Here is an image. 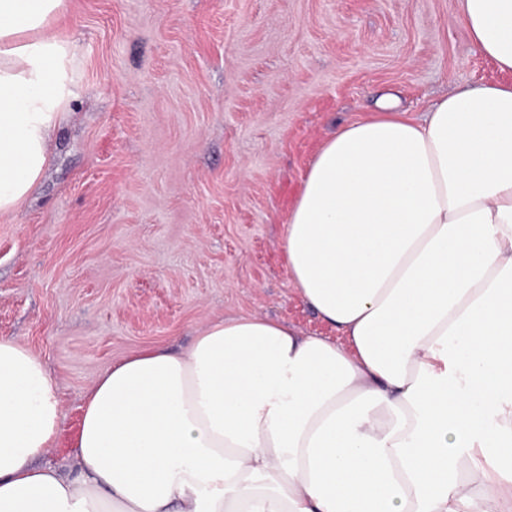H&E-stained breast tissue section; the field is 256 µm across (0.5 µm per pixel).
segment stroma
<instances>
[{
    "label": "stroma",
    "instance_id": "obj_1",
    "mask_svg": "<svg viewBox=\"0 0 512 512\" xmlns=\"http://www.w3.org/2000/svg\"><path fill=\"white\" fill-rule=\"evenodd\" d=\"M74 98L36 193L0 218V336L41 355L68 470L94 378L256 314L338 339L290 284L284 223L322 141L384 95L422 112L512 83L458 0H70Z\"/></svg>",
    "mask_w": 512,
    "mask_h": 512
}]
</instances>
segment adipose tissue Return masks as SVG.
Returning a JSON list of instances; mask_svg holds the SVG:
<instances>
[{"instance_id":"1","label":"adipose tissue","mask_w":512,"mask_h":512,"mask_svg":"<svg viewBox=\"0 0 512 512\" xmlns=\"http://www.w3.org/2000/svg\"><path fill=\"white\" fill-rule=\"evenodd\" d=\"M69 0H0V215L36 188L73 95ZM512 71V0H459ZM301 299L339 344L258 316L93 380L75 464L35 460L62 408L0 336V512H512V84L326 138L288 211Z\"/></svg>"}]
</instances>
